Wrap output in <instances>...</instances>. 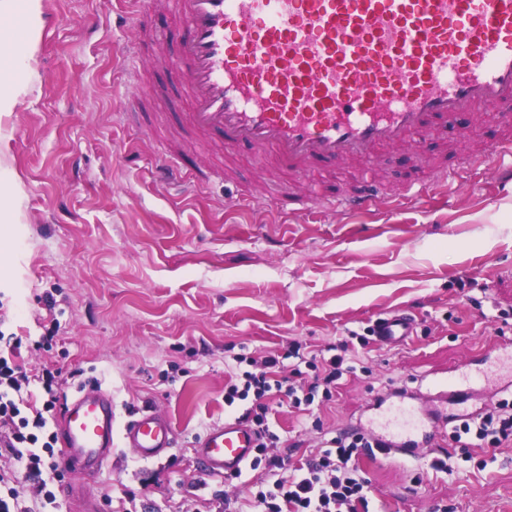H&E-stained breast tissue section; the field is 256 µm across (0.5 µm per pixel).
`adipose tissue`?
Listing matches in <instances>:
<instances>
[{
  "instance_id": "obj_1",
  "label": "adipose tissue",
  "mask_w": 512,
  "mask_h": 512,
  "mask_svg": "<svg viewBox=\"0 0 512 512\" xmlns=\"http://www.w3.org/2000/svg\"><path fill=\"white\" fill-rule=\"evenodd\" d=\"M43 0H0V112H13L26 92L16 75L33 68L34 46L40 37ZM23 12L24 25L12 19Z\"/></svg>"
}]
</instances>
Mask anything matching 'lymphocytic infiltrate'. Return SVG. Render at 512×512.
Returning <instances> with one entry per match:
<instances>
[{
    "label": "lymphocytic infiltrate",
    "mask_w": 512,
    "mask_h": 512,
    "mask_svg": "<svg viewBox=\"0 0 512 512\" xmlns=\"http://www.w3.org/2000/svg\"><path fill=\"white\" fill-rule=\"evenodd\" d=\"M369 344V337L353 331L322 349L292 340L279 350L230 357L224 404L240 407V420L255 429L261 444L247 465L258 477L246 499L234 492L237 476L225 478L224 512H371L376 497L359 460L375 458L374 439L338 433L320 438L317 452L295 458L282 450L277 422L279 408L286 406L322 430L311 410L315 399L329 402L339 395ZM21 346V337H9L8 354H0V427L11 429L13 459L11 468L0 469V485L7 490L0 496V512H32L19 489L20 477L36 479L51 500L64 477L53 430L61 395L58 373L20 364ZM448 444L449 451L430 458L428 468L450 471L455 448L467 455L511 448L512 401L500 400L477 419L449 426Z\"/></svg>",
    "instance_id": "1"
}]
</instances>
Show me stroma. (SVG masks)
Segmentation results:
<instances>
[{
	"mask_svg": "<svg viewBox=\"0 0 512 512\" xmlns=\"http://www.w3.org/2000/svg\"><path fill=\"white\" fill-rule=\"evenodd\" d=\"M131 0H43L41 36L28 88L0 115V332L22 339L23 362L51 361L67 396L99 381L117 421L137 407L160 410L178 429L153 462L116 447L88 493L116 512L124 491L138 512H178L196 497L210 512L220 478L197 480L193 444L223 422L224 359L296 339L322 346L401 310L416 319L408 344H372L368 374L348 379L321 419L335 428L364 414L393 384L442 378L471 356L512 339V183L500 184L450 149L461 121L441 119L420 148L380 158L386 191L370 211L346 215L329 200L355 186V168L320 164L304 181L323 197L283 203L291 177L242 143L236 176H216L224 155L186 150L182 78L156 71L149 98L127 58ZM151 85V86H152ZM174 149L185 176L157 178ZM460 169L443 186L441 167ZM427 195L404 199L411 179ZM259 195L257 207L226 206ZM56 304L48 306L46 295ZM50 351L36 343L49 328ZM411 481L406 465L360 459L386 512H512V451L485 453Z\"/></svg>",
	"mask_w": 512,
	"mask_h": 512,
	"instance_id": "stroma-1",
	"label": "stroma"
}]
</instances>
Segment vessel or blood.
<instances>
[{
    "mask_svg": "<svg viewBox=\"0 0 512 512\" xmlns=\"http://www.w3.org/2000/svg\"><path fill=\"white\" fill-rule=\"evenodd\" d=\"M178 16V54L169 57L151 24L159 5ZM136 37L155 46L153 69L176 65L185 81V125L202 140L217 133L225 151L241 142L297 173L319 161L365 169L358 191L340 196L345 213L367 210L379 181L369 161L380 149L416 147L434 119L468 128L512 107V0H137ZM494 150L467 151L470 162L512 181V116ZM413 317L389 313L373 332L379 344L404 345ZM423 379L391 388L372 407L380 415L408 410L415 424L373 431L381 458L408 462L443 448L449 422L470 420L482 371ZM112 393L100 383L65 402L55 423L59 459L72 481L63 491L81 512H95L78 475L98 476L114 439L143 461L168 454L172 420L142 408L114 432ZM257 437L236 418L212 425L193 451L202 474L232 476L253 456Z\"/></svg>",
    "mask_w": 512,
    "mask_h": 512,
    "instance_id": "1",
    "label": "vessel or blood"
}]
</instances>
